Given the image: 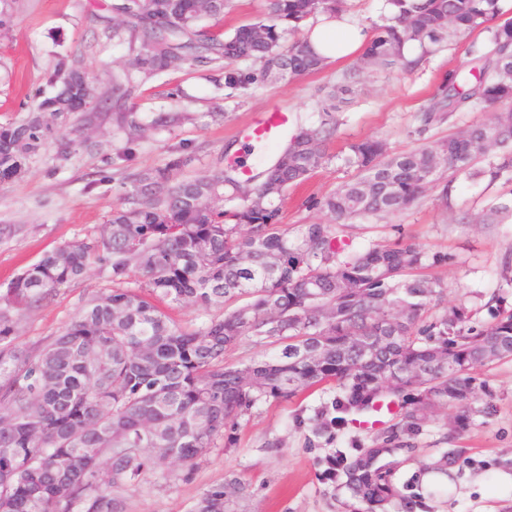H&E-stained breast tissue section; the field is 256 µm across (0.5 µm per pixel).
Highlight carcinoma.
Instances as JSON below:
<instances>
[{
	"label": "carcinoma",
	"instance_id": "1",
	"mask_svg": "<svg viewBox=\"0 0 512 512\" xmlns=\"http://www.w3.org/2000/svg\"><path fill=\"white\" fill-rule=\"evenodd\" d=\"M389 23L375 29L361 62L412 70L450 35L487 33L470 46L473 81L458 70L419 113L424 131L453 113L512 100V22L495 23L499 0H385ZM226 0H114L112 38L133 51L113 76L105 99L119 104L131 89L177 63L224 65V86L257 81L235 68L262 64V77L294 79L324 67L302 35L309 19L342 11L345 0H269L268 13L230 34L207 32L206 18L224 15ZM293 36L283 48L285 34ZM60 92L43 112L0 126V178L21 174L43 141L56 142L63 164L77 141L67 125L91 83L79 58L59 56L50 84ZM336 106L299 127L262 174L243 179L238 165L211 177L177 178L193 156L130 173L99 235L46 252L0 292V512H123L113 491L149 471L176 463L172 451L199 448L179 462L191 472L224 427L262 397L288 401L334 383L333 422L372 413L390 400L399 421L345 467L352 497L378 512L399 497L391 459L438 408L470 419L475 368L512 357V311L482 328L463 308L426 321L440 284L414 273L427 255L406 243H373L338 260L336 225L412 208L428 190L450 206L453 175L495 181L512 175V112L448 138L388 156L380 139L350 145L345 162L358 175L313 201L330 216L282 228L288 191L310 179L326 158ZM126 144L145 124L134 112L115 113ZM489 158L488 166L476 167ZM99 263L113 288L93 296L58 334L34 351L11 337L22 315ZM138 275L130 286L131 274ZM220 306L224 313L197 329L176 325L160 303ZM283 344L270 357L230 365L226 351L244 337ZM383 341L371 356L365 341ZM235 483L207 490L195 512H224Z\"/></svg>",
	"mask_w": 512,
	"mask_h": 512
}]
</instances>
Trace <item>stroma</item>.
<instances>
[{
    "label": "stroma",
    "instance_id": "stroma-1",
    "mask_svg": "<svg viewBox=\"0 0 512 512\" xmlns=\"http://www.w3.org/2000/svg\"><path fill=\"white\" fill-rule=\"evenodd\" d=\"M112 2L21 0L10 29L0 32V125L27 120L40 98L54 95L46 79L61 55L80 57L96 91L107 90L113 71L131 57L128 44L108 37ZM483 39L477 32L444 43L411 72L364 65L353 55L313 74L290 81L270 77L246 90L225 87L219 65L172 68L140 86L126 106L147 121L163 112H177L181 118L165 129L147 130L133 145L124 169L111 161L125 140L107 104L91 122V148H77L60 167L53 158V140H46L21 175L0 180V225L15 228L11 236L0 237V291L45 252L96 235L124 172L164 166L180 147L194 157L185 175H214L230 158L243 156V131L266 113L281 111L291 125L307 124L316 120L329 95L338 94L342 100L328 158L304 185L290 191L282 207L289 231L323 221L325 215L313 201L354 178L355 168L344 162L351 143L379 138L394 155L512 111V102L503 101L454 113L425 135L415 133L418 113L448 70L463 67L470 42ZM246 159L254 170L266 167L265 158ZM454 186L452 208H444L437 192L430 191L410 210L340 224L336 234L352 251L400 240L430 256L447 255V263L424 270L442 289L429 314L462 307L482 326L512 309V214L498 224L480 221L490 206L512 204V180L491 182L462 174ZM111 288L108 271L92 265L82 281L61 287L49 303L21 317L15 346L30 349L58 334L91 296ZM474 376L476 412L464 432H450L457 411L444 408L409 447L397 451L394 482L401 498L387 512H512V486L504 484L512 476V357L479 367ZM337 393L336 385L327 384L288 402L259 400L236 425L225 427L223 439L191 474L172 465L117 489L116 495L125 512H192L208 489L234 482L240 492L227 503L228 512H364V505L343 488L342 469L373 446L378 431L325 425L324 410ZM447 452L456 454L457 463L434 473Z\"/></svg>",
    "mask_w": 512,
    "mask_h": 512
}]
</instances>
